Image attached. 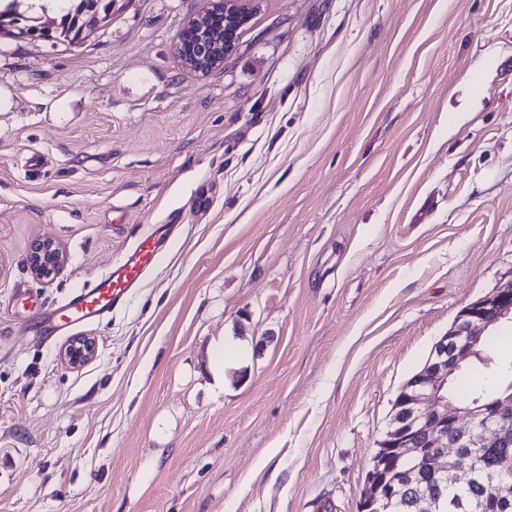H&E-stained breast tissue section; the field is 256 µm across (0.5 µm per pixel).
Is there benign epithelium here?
<instances>
[{"mask_svg": "<svg viewBox=\"0 0 512 512\" xmlns=\"http://www.w3.org/2000/svg\"><path fill=\"white\" fill-rule=\"evenodd\" d=\"M215 13L230 24L224 39L198 43V52L183 53L184 44L193 40L196 30L206 25L207 12L193 17L175 40V50L183 55L185 67L202 75L221 65L237 47V33L249 21L243 0H211ZM63 264V255L51 241L35 245L29 257L34 275L47 279ZM512 323V282L503 285L486 299L464 307L451 329L433 345L424 366L402 387L394 404L392 419L397 429L379 442L387 449L373 456L362 502L367 509L381 512L396 499L406 498L414 506L440 501L447 489L445 478L463 482L475 470L462 464V448H482L488 444L512 446V395L480 408L461 405L448 396V382L462 362L479 353L484 332L491 326ZM95 355V345L87 338L73 340L64 358L79 365ZM483 421L479 436L459 426L462 418ZM411 463L408 472L399 469L401 460ZM494 490L495 500L512 497V457L502 456L496 469L485 475Z\"/></svg>", "mask_w": 512, "mask_h": 512, "instance_id": "1", "label": "benign epithelium"}]
</instances>
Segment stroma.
Segmentation results:
<instances>
[{
    "label": "stroma",
    "mask_w": 512,
    "mask_h": 512,
    "mask_svg": "<svg viewBox=\"0 0 512 512\" xmlns=\"http://www.w3.org/2000/svg\"><path fill=\"white\" fill-rule=\"evenodd\" d=\"M209 5L0 34V512H358L401 387L512 280V0H255L202 75ZM173 217L124 308L26 329ZM215 9V14H224L223 16H214L206 23L204 20L205 15ZM249 9L246 7L243 0H211V6L206 11L193 17L188 22V25L180 31L175 40V51L179 55H183L182 63L185 67L196 71L202 75L207 74L209 70L221 65L224 62V57L232 54L237 47V33L238 37L241 34V28L244 27L249 21L247 12ZM224 21L230 24V28L224 34ZM206 25L207 32L211 39L210 41L220 40L218 42H199L198 53L192 54L183 52V46L187 42H191L196 34L197 29H201ZM240 30V31H239ZM239 31V32H238ZM63 255L51 241L35 245L29 257V266L34 275L47 279L55 275L63 264ZM95 345L91 340L79 337L73 340L64 350V358L71 365H80L95 355Z\"/></svg>",
    "instance_id": "stroma-1"
}]
</instances>
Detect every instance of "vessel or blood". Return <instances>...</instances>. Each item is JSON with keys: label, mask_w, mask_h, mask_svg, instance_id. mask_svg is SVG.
I'll return each mask as SVG.
<instances>
[{"label": "vessel or blood", "mask_w": 512, "mask_h": 512, "mask_svg": "<svg viewBox=\"0 0 512 512\" xmlns=\"http://www.w3.org/2000/svg\"><path fill=\"white\" fill-rule=\"evenodd\" d=\"M176 230L173 224L156 225L92 284L74 291L50 311L35 309L33 326L40 332L58 336L75 326L99 321L124 306L146 273L158 264Z\"/></svg>", "instance_id": "b4317fda"}]
</instances>
